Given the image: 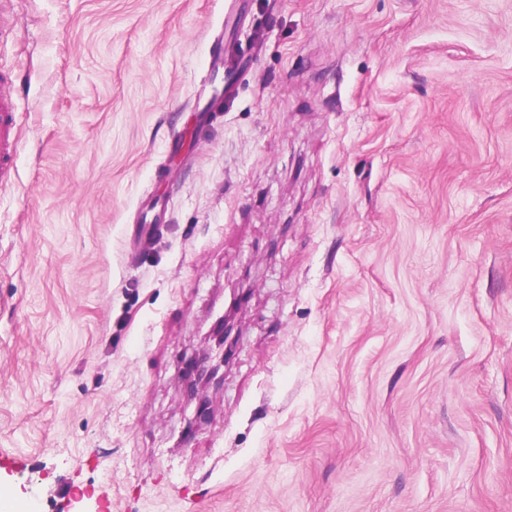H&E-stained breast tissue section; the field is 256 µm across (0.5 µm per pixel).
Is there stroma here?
<instances>
[{
    "label": "stroma",
    "mask_w": 512,
    "mask_h": 512,
    "mask_svg": "<svg viewBox=\"0 0 512 512\" xmlns=\"http://www.w3.org/2000/svg\"><path fill=\"white\" fill-rule=\"evenodd\" d=\"M228 4L0 0V488L512 512V0ZM237 288L200 413L180 371ZM17 145V112L11 101L0 98V184L11 177Z\"/></svg>",
    "instance_id": "35a3bbf8"
}]
</instances>
